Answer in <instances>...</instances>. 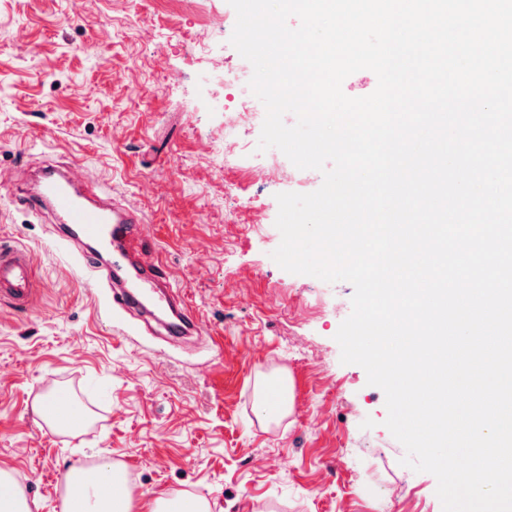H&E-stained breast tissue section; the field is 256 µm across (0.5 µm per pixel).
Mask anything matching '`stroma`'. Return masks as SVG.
<instances>
[{"instance_id": "1", "label": "stroma", "mask_w": 512, "mask_h": 512, "mask_svg": "<svg viewBox=\"0 0 512 512\" xmlns=\"http://www.w3.org/2000/svg\"><path fill=\"white\" fill-rule=\"evenodd\" d=\"M235 23L227 0H0V242L32 253L35 285L26 312L0 301V468L38 512H54L81 462L213 512H442L436 478L401 463L383 391L340 361L352 284L271 258L276 194L313 192L323 175L258 150L261 123L239 118L249 86L212 78L253 73ZM46 161L141 214L142 249L192 307L193 340L139 333L89 287L18 196ZM282 373L293 411L261 420L258 383ZM57 393L84 429L34 414Z\"/></svg>"}]
</instances>
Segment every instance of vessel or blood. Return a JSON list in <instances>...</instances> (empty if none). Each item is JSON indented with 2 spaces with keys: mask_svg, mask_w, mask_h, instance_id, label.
Here are the masks:
<instances>
[{
  "mask_svg": "<svg viewBox=\"0 0 512 512\" xmlns=\"http://www.w3.org/2000/svg\"><path fill=\"white\" fill-rule=\"evenodd\" d=\"M34 211L51 214L64 248H78L79 261L90 270L109 264L112 301L145 319H161L170 339L195 329V317L184 303L167 293L169 276L161 261H130L142 218L133 209L79 188L67 169L49 165L38 170L29 194ZM33 259L24 249L0 245V300L27 311L34 295Z\"/></svg>",
  "mask_w": 512,
  "mask_h": 512,
  "instance_id": "obj_1",
  "label": "vessel or blood"
}]
</instances>
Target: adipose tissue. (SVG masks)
<instances>
[{
	"mask_svg": "<svg viewBox=\"0 0 512 512\" xmlns=\"http://www.w3.org/2000/svg\"><path fill=\"white\" fill-rule=\"evenodd\" d=\"M125 482V473L109 463L90 471L70 468L64 476L59 512H212L206 498L178 491L133 502L119 490Z\"/></svg>",
	"mask_w": 512,
	"mask_h": 512,
	"instance_id": "adipose-tissue-1",
	"label": "adipose tissue"
}]
</instances>
